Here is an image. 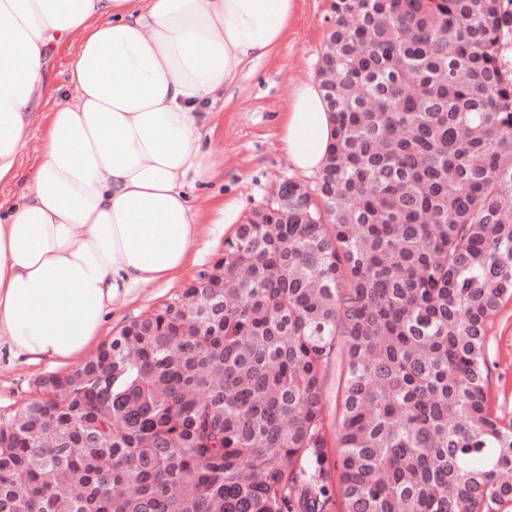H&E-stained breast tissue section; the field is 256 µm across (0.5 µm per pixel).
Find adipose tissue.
Wrapping results in <instances>:
<instances>
[{
    "label": "adipose tissue",
    "instance_id": "1",
    "mask_svg": "<svg viewBox=\"0 0 512 512\" xmlns=\"http://www.w3.org/2000/svg\"><path fill=\"white\" fill-rule=\"evenodd\" d=\"M296 0H0V350L29 364L80 361L141 289L171 281L211 222L196 183L211 104L288 35ZM78 42L70 104L42 111L54 53ZM45 133L36 163L17 147ZM280 142L321 174L333 117L319 82L299 85Z\"/></svg>",
    "mask_w": 512,
    "mask_h": 512
}]
</instances>
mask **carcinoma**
I'll return each instance as SVG.
<instances>
[{"label": "carcinoma", "instance_id": "1", "mask_svg": "<svg viewBox=\"0 0 512 512\" xmlns=\"http://www.w3.org/2000/svg\"><path fill=\"white\" fill-rule=\"evenodd\" d=\"M336 143L223 273L0 416V512H497L512 0H334ZM341 363L336 440L324 382ZM490 404L505 421L512 419V301L503 304L489 327Z\"/></svg>", "mask_w": 512, "mask_h": 512}]
</instances>
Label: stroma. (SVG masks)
<instances>
[{
  "mask_svg": "<svg viewBox=\"0 0 512 512\" xmlns=\"http://www.w3.org/2000/svg\"><path fill=\"white\" fill-rule=\"evenodd\" d=\"M333 0H298V10L287 39L270 57L254 63L237 81L232 102L217 113L214 131L203 148L222 161V179L200 183L192 191L195 203L206 211L222 204L235 205V224L246 223L263 206L282 181L295 173L280 145L287 105L294 89L316 79L320 58L334 22ZM228 234L216 227L214 235L200 240L194 262L170 282L146 286L139 299L111 318L103 333L111 339L130 321L162 306L180 294L198 274L224 252ZM492 371L490 404L505 419H512V301L503 304L488 331ZM65 369L46 362L32 365L0 356V414H13L39 397L38 380L64 374Z\"/></svg>",
  "mask_w": 512,
  "mask_h": 512,
  "instance_id": "1",
  "label": "stroma"
}]
</instances>
